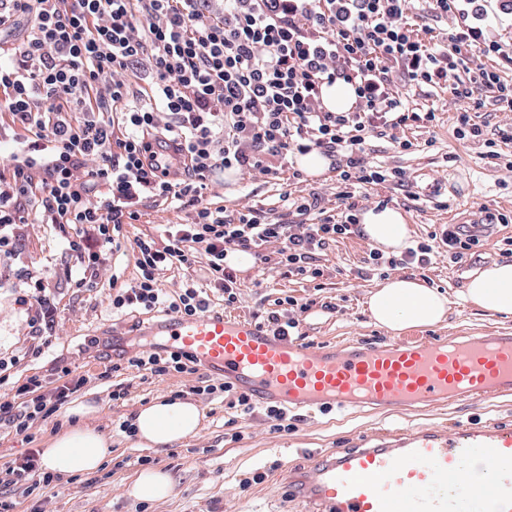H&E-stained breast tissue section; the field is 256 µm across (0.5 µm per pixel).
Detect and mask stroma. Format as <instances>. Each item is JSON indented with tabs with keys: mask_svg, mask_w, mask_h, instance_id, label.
I'll return each instance as SVG.
<instances>
[{
	"mask_svg": "<svg viewBox=\"0 0 512 512\" xmlns=\"http://www.w3.org/2000/svg\"><path fill=\"white\" fill-rule=\"evenodd\" d=\"M412 99L417 106L437 110L433 126L408 131L413 149L399 151L386 139H373L365 146L370 159L406 175L407 186L389 190L388 195L392 206L406 213L412 242L428 240L442 224L480 223L486 207L512 215V170L505 167L512 160V138L498 135L499 130L512 128V112L502 110L488 94L482 97V107L472 112L474 120L486 126L490 138L497 141L501 161L495 164L485 158L484 145L462 142L454 136L458 104L449 92L419 89ZM312 193L319 196L322 207L337 208L336 184L327 172L305 180L257 172L230 178L218 175L211 181L209 198L214 206L229 212L252 208L269 221L296 224L300 218L284 207L283 196ZM185 219V213L167 208L164 202L147 201L140 221L126 225L121 249L100 268L98 287L87 289L74 285L77 271L66 248L65 232L49 224L21 225L19 258L0 266V358L17 359L11 375L19 385L33 377L49 390L64 383L68 370L84 377V385L70 402L96 406V413L87 421L111 434L112 459L93 474L55 475L50 486L31 494L20 485L8 488L6 497L14 503V512H303L288 499L279 470L281 459L304 465L308 462L304 449L349 444L360 434L391 426L410 430L476 418L512 420V396L492 395L480 403L459 401L392 416L367 411L315 416L295 412L288 416L294 428L287 433L275 430L274 419L259 404L250 416L236 419V426L231 428L227 421L233 411L227 399L192 393L193 387L202 383H216V376L206 367L145 380L133 369L106 376L109 360L101 344L103 336L114 335L127 356H134L145 344L143 325L158 317L154 311L112 308V282L124 285L137 274L133 239L143 234L159 235L164 225L181 224ZM510 236L512 223L494 226L459 264L451 261L447 245L432 241L431 264L409 268L408 273L445 293L450 305L446 321L425 328V335L512 333V315L479 310L463 300L470 275L503 262L504 240ZM278 250V244H267L262 249L267 262L255 260L240 271L239 300L227 308L229 315L251 317L275 309L277 300L292 296L312 303L311 309L297 315L299 331L311 343L386 339L385 330L374 326L366 312V296L382 276L368 264L371 246L364 236H350L316 253L312 264L323 275L314 280L288 275L278 263ZM31 271L48 277L57 307L52 346L38 357L33 351L41 339L29 327L31 311L18 303ZM118 389L125 397L116 401L112 393ZM174 394L195 399L202 407L204 419L197 435L173 447L146 449L119 432V423L133 420L143 405L157 396ZM69 420L63 408L21 435L0 426V471L30 450L42 449L48 437L67 428ZM236 430L241 436L235 441L231 434ZM144 457L151 468L171 476L167 498L136 502L125 496V486L141 471ZM257 471L265 473V481L243 487V480Z\"/></svg>",
	"mask_w": 512,
	"mask_h": 512,
	"instance_id": "obj_1",
	"label": "stroma"
}]
</instances>
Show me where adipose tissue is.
Here are the masks:
<instances>
[{"mask_svg":"<svg viewBox=\"0 0 512 512\" xmlns=\"http://www.w3.org/2000/svg\"><path fill=\"white\" fill-rule=\"evenodd\" d=\"M360 228L372 246L398 255L410 243L406 214L398 208L370 207L360 214ZM474 307L512 315V263L502 262L474 275L463 293ZM372 322L393 335L430 327L446 320L449 300L414 277L392 276L378 284L367 299ZM89 403L75 410L81 421L46 441L42 464L48 471L93 473L112 455V439L84 418L95 413ZM203 411L188 399L160 397L141 407L133 420L143 448H163L185 441L201 428Z\"/></svg>","mask_w":512,"mask_h":512,"instance_id":"obj_1","label":"adipose tissue"}]
</instances>
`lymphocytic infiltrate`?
<instances>
[{"label":"lymphocytic infiltrate","instance_id":"lymphocytic-infiltrate-1","mask_svg":"<svg viewBox=\"0 0 512 512\" xmlns=\"http://www.w3.org/2000/svg\"><path fill=\"white\" fill-rule=\"evenodd\" d=\"M512 0H0V112L25 131L0 174V262L17 259L23 224L76 227L67 240L77 287L98 285L99 268L117 249L125 225L144 203L165 201L186 212L162 237L133 241L137 278L116 288L112 306L193 316L209 310L205 289L225 306L238 300L229 251L280 243L289 274L319 278L315 252L359 231L355 193L391 175L370 162L369 138L402 150L404 131L435 121L434 108L410 106L412 87H439L478 103L493 92L512 111V36L499 31ZM426 19L416 28V19ZM452 20L449 35L434 23ZM345 81L356 96L350 112H332L322 88ZM140 99L128 108L129 99ZM172 142L187 162L169 178L153 147ZM319 151L341 189L340 215L316 200L288 201L314 223L268 222L247 208L226 213L207 199L209 181L235 169L278 176L290 156ZM486 224L449 228L443 242L454 261L480 243L486 225L511 221L487 213ZM203 264L208 288L190 272ZM186 270L181 292L159 286L168 270ZM190 357L149 350L129 365L153 376L188 370ZM0 424L22 433L45 420L83 385L77 377L40 393L38 381L1 388Z\"/></svg>","mask_w":512,"mask_h":512}]
</instances>
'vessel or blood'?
<instances>
[{
	"label": "vessel or blood",
	"instance_id": "obj_1",
	"mask_svg": "<svg viewBox=\"0 0 512 512\" xmlns=\"http://www.w3.org/2000/svg\"><path fill=\"white\" fill-rule=\"evenodd\" d=\"M148 333L287 411L397 413L512 394L508 334L314 346L220 310L171 314ZM281 472L308 512H512V424L377 432Z\"/></svg>",
	"mask_w": 512,
	"mask_h": 512
}]
</instances>
